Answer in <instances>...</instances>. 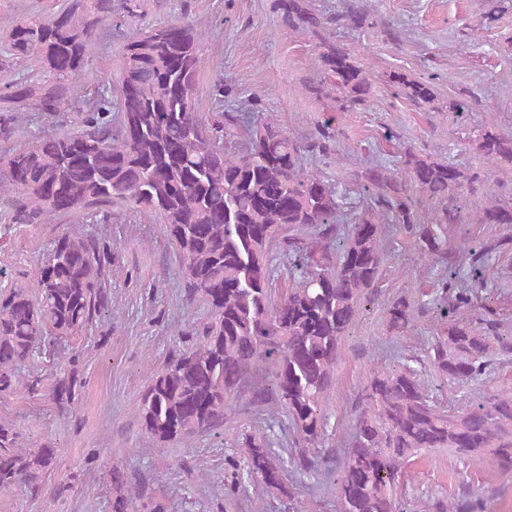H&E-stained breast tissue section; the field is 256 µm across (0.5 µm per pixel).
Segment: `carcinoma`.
Wrapping results in <instances>:
<instances>
[{
    "label": "carcinoma",
    "mask_w": 512,
    "mask_h": 512,
    "mask_svg": "<svg viewBox=\"0 0 512 512\" xmlns=\"http://www.w3.org/2000/svg\"><path fill=\"white\" fill-rule=\"evenodd\" d=\"M144 0H47L24 18L0 17V141L15 136L19 114L36 112L52 128L0 157V220L6 224H110L126 213L160 224L181 264L184 299L205 318L191 341L154 373L137 408L141 427L161 449L204 436L218 439L240 399L255 412L224 457V499L251 487L288 493V512H306L286 476L338 469V512H404L398 488L422 452L446 448L473 464L490 460L512 477V393H482L461 410L442 408L423 371L367 368L345 447L329 433L328 395L348 331L379 294L387 236L416 246L438 270L416 296L383 308L392 336L434 314L440 332L427 344L429 371L461 385L486 380L494 358L512 354L483 293L496 280L494 253L512 239L458 243L452 224L512 225V188L492 172H473L412 147L391 159H363L332 183L312 169L339 144L342 114L368 107L373 72L360 51L333 30L376 26L349 3L333 17L309 0H273L288 29L306 31L325 74L316 93L334 103L306 139L273 116L224 111V81L210 86L214 107L200 110L207 26L162 21L126 35L115 77L81 90L100 39L143 13ZM21 73L8 78L6 72ZM388 82L409 102H434L433 85L393 72ZM78 107L76 127L59 128ZM247 147L239 151V139ZM472 145L491 163H512V134L474 131ZM112 243L82 230L55 235L41 254L33 285L0 289V396H39L35 368L58 365L50 394L71 413L83 349L53 339L84 338L111 308ZM289 278L291 285L281 288ZM269 382L254 379L259 365ZM284 417L274 434L267 415ZM56 449L24 448L0 422V492L39 487ZM112 512H167L131 486L123 464L110 470ZM495 490L463 484L433 496L432 512H493Z\"/></svg>",
    "instance_id": "obj_1"
}]
</instances>
